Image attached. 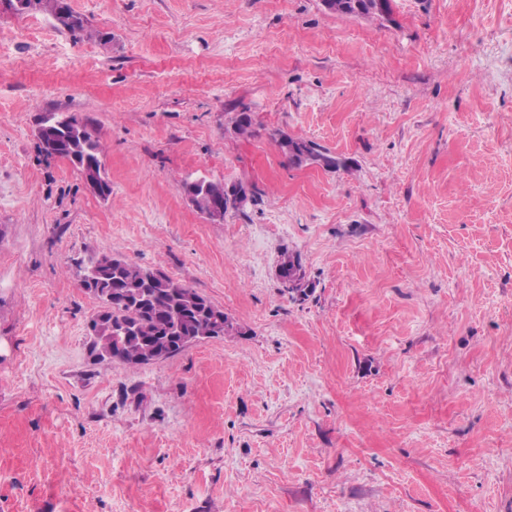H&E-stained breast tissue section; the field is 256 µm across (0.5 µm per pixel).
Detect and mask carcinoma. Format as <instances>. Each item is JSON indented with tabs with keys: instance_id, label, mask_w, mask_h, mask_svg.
I'll use <instances>...</instances> for the list:
<instances>
[{
	"instance_id": "cac0c4a2",
	"label": "carcinoma",
	"mask_w": 512,
	"mask_h": 512,
	"mask_svg": "<svg viewBox=\"0 0 512 512\" xmlns=\"http://www.w3.org/2000/svg\"><path fill=\"white\" fill-rule=\"evenodd\" d=\"M330 11L355 17L381 15L388 9V0H324ZM33 8L57 17L68 11L71 18L67 30L77 39L106 41L105 36L89 28L69 0H33ZM54 146L37 151L44 160L65 158L71 163H86L98 171V196L106 198L112 185L106 175V147L102 141L101 125L87 115L76 112H47L44 114ZM235 133L251 137L255 130L251 116L238 113ZM278 145L288 163L300 166L315 163L336 170L343 161L314 141L295 140L280 135ZM184 193L193 196L195 208L205 213L210 203L225 198L224 182L199 180L181 184ZM112 266L103 269L93 295L102 303L93 320H101L91 351L100 362L114 361L128 365H144L155 358L166 359L184 350L172 327L180 323L183 334L204 339L215 335V328L224 325V309L214 305L190 286L167 276L160 270L142 267L121 257H111ZM283 292L305 294L302 288L300 264L290 255L281 263Z\"/></svg>"
}]
</instances>
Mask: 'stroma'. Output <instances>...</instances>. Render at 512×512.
I'll return each instance as SVG.
<instances>
[{
  "instance_id": "1",
  "label": "stroma",
  "mask_w": 512,
  "mask_h": 512,
  "mask_svg": "<svg viewBox=\"0 0 512 512\" xmlns=\"http://www.w3.org/2000/svg\"><path fill=\"white\" fill-rule=\"evenodd\" d=\"M70 3L111 42L0 16V512H512V0ZM48 111L100 122L108 199L38 154ZM199 178L255 199L209 223ZM102 251L230 328L95 362ZM324 4L330 11L355 17L383 15L388 10V0H324ZM277 142L290 165L301 166L309 162L326 169L336 170L344 164L339 157L314 141L295 140L281 134ZM282 273L280 275L284 294H290L291 298H294L293 294L304 295L305 289L302 288V275L300 273V264L295 261L290 255L285 256L281 263ZM296 281V283H295ZM294 283L289 286L288 283Z\"/></svg>"
}]
</instances>
